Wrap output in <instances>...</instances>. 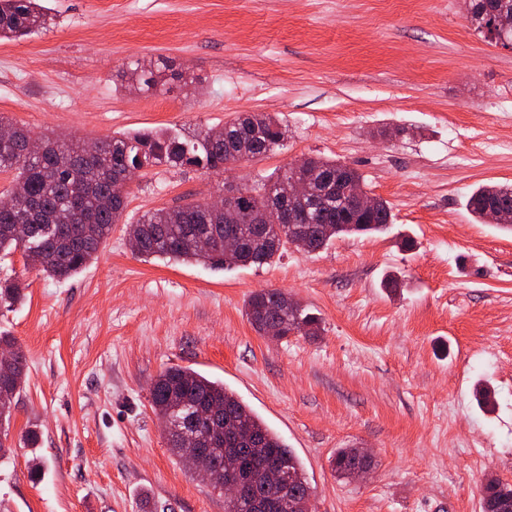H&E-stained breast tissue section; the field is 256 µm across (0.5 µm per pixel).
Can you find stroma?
Listing matches in <instances>:
<instances>
[{"label":"stroma","mask_w":512,"mask_h":512,"mask_svg":"<svg viewBox=\"0 0 512 512\" xmlns=\"http://www.w3.org/2000/svg\"><path fill=\"white\" fill-rule=\"evenodd\" d=\"M45 5L46 30L0 40V115L33 134L191 133L265 113L288 136L220 174L150 168L72 278L25 269L18 251L0 259V277L26 286L21 303L0 306V333L20 341L28 366L0 457V512H224L170 453L151 408L152 382L175 366L223 381L282 436L313 512H482L485 480L512 484V234L466 201L512 184V48L477 33L464 0ZM160 58L196 85L147 94L118 83L129 62ZM304 156L356 168L390 205L389 231L310 255L290 248L259 269L131 251L127 227L145 212ZM265 288L319 314L321 335H258L244 304ZM30 429L39 448L22 440ZM339 448L367 449L370 473L337 479Z\"/></svg>","instance_id":"35a3bbf8"}]
</instances>
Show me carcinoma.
I'll list each match as a JSON object with an SVG mask.
<instances>
[{
	"label": "carcinoma",
	"mask_w": 512,
	"mask_h": 512,
	"mask_svg": "<svg viewBox=\"0 0 512 512\" xmlns=\"http://www.w3.org/2000/svg\"><path fill=\"white\" fill-rule=\"evenodd\" d=\"M49 15L37 0H0V39H22L47 28ZM467 20L478 33L504 48L512 45V0H468ZM123 76L149 92L177 81L187 88L194 77L172 69L166 61H136L126 67ZM9 127L14 137L0 143V171L15 172L9 194L11 208L0 209V253L22 251L24 265L49 277L68 279L89 266L100 246L112 233L126 207L125 196L117 183L130 167L141 169L165 165L169 168L200 167L226 170V140L243 145L251 157L264 156L282 146L279 129L282 122L270 114L256 113L239 117L222 127H210L188 137L164 128L121 133L103 139V149L93 156L83 154L81 140L55 132L34 137L30 131L0 115V127ZM307 177L309 192L294 203L308 217L309 247L315 253L333 240L348 235L384 233L393 224L389 204L378 199L370 213L334 204L315 203L321 191L320 181L331 179L337 191L348 184L362 182L357 169L334 160L310 159ZM285 168L251 186L241 198L244 209L258 212L264 198L252 194L256 187L276 185L289 178ZM471 214L480 222L492 223L502 209L512 210V185L489 184L478 187L467 201ZM141 246L138 255L146 259H172L210 268L263 266L281 256L288 245L286 228L266 224H221L209 218L205 204L187 202L172 209L144 213L136 222ZM234 236L240 249L224 252V238ZM25 297L22 282L14 277L0 278V304L13 305ZM288 294L266 289L252 294L246 302V315L253 328L263 333L270 323L284 325L282 338L291 333L316 336L321 318L294 302L284 309ZM12 351L15 358L0 367V455L10 451L8 425L26 377V355L13 336H0V350ZM151 407L160 418H178L187 409L211 410L218 415L212 423L201 417L184 428L197 434L210 449L215 472L223 474L231 462L246 458L260 463L236 498L225 499V512H251V503L275 494L271 478L261 462L272 460L289 481V512H306L311 486L295 452L282 437L224 387L219 380L183 367L162 372L150 390ZM372 460L356 448H338L332 456V471L346 479L355 468L369 469ZM483 512H512V485L498 479L488 480L482 489Z\"/></svg>",
	"instance_id": "carcinoma-1"
}]
</instances>
